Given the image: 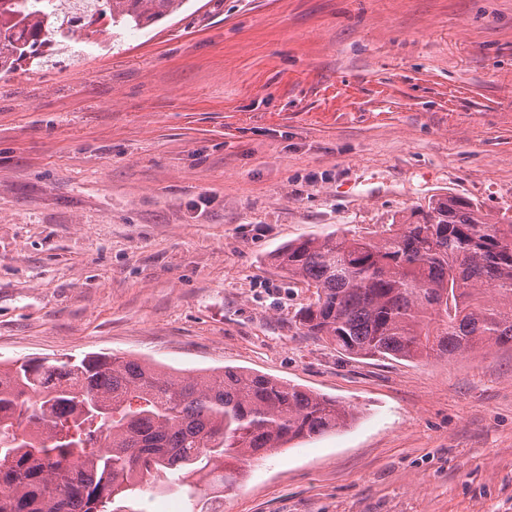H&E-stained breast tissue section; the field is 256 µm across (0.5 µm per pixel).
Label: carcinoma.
Instances as JSON below:
<instances>
[{"label":"carcinoma","instance_id":"obj_1","mask_svg":"<svg viewBox=\"0 0 512 512\" xmlns=\"http://www.w3.org/2000/svg\"><path fill=\"white\" fill-rule=\"evenodd\" d=\"M92 2L65 19L57 0H0V77L41 66L98 21L143 29L187 0ZM275 262L316 289L301 329L348 355L450 358L512 344V224L469 200L432 199L375 239L290 244ZM353 420L333 398L234 367L173 376L97 354L0 364V512H108L169 477L226 490L252 459Z\"/></svg>","mask_w":512,"mask_h":512}]
</instances>
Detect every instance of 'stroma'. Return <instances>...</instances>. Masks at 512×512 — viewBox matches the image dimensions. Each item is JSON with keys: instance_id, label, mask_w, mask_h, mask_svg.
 I'll use <instances>...</instances> for the list:
<instances>
[{"instance_id": "obj_1", "label": "stroma", "mask_w": 512, "mask_h": 512, "mask_svg": "<svg viewBox=\"0 0 512 512\" xmlns=\"http://www.w3.org/2000/svg\"><path fill=\"white\" fill-rule=\"evenodd\" d=\"M454 195L512 221V0H188L0 78V362L237 367L350 406L221 512H512V345L353 358L285 245ZM197 512L138 486L112 512Z\"/></svg>"}]
</instances>
